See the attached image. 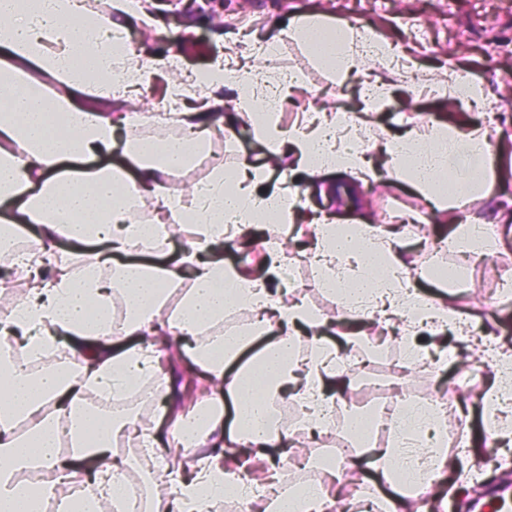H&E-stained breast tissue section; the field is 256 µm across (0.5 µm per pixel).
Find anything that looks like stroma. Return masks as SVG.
<instances>
[{
  "instance_id": "35a3bbf8",
  "label": "stroma",
  "mask_w": 512,
  "mask_h": 512,
  "mask_svg": "<svg viewBox=\"0 0 512 512\" xmlns=\"http://www.w3.org/2000/svg\"><path fill=\"white\" fill-rule=\"evenodd\" d=\"M323 13L337 22L373 27L397 44L401 63L392 71H381L369 62L357 63L345 75H332L312 59L296 40L282 32L304 13ZM152 38L131 42L140 60L156 62L177 55L184 69H203L215 61L227 66H256L253 44L279 39L277 66L297 77L285 101L279 121L282 126L307 123L312 112L323 109L359 111L363 89L375 77H383L390 92L387 105L372 113L359 126L362 146L384 139L388 133L408 126L427 130L429 124L445 123L453 128L491 123L503 137L512 136V53L499 51L498 42L512 38V0H377L369 9L363 0H171L169 9L150 28ZM462 71L482 84L489 111L457 105L448 109L447 97L439 89L449 73ZM224 128L214 133L212 146L224 156L225 169L250 163L263 170L258 185L266 191L293 178L302 191L300 212L326 213L337 224H392L402 215L414 214L420 226L408 229L403 258L408 265L424 267L434 262H452L448 250H434L446 222L433 215L428 198L396 179L386 183L362 181L349 173L325 169L314 175L293 172L289 157L278 167L268 165L265 146L254 134L247 114L234 108L237 90L221 88ZM493 181L488 195L472 203L471 210L487 222L499 212L512 210V152L493 160ZM265 239L283 244L288 256L289 278L275 279L280 290H294L312 308L331 317L335 300L316 285V274L301 246L311 236L309 223L293 227L265 225ZM512 271V223L500 227L495 252L473 264L467 280L447 291L453 305L464 312L471 327L493 336L500 346L512 348V299L501 296L503 271ZM419 342L433 365L416 369L409 381L422 392L444 396L451 407L469 408L466 457L449 471L428 499L432 512H474L471 491L476 478L498 474L499 482L512 486V446L489 433L480 401L492 377L472 354L471 339L446 332L421 333ZM447 354V369L435 367L440 354ZM164 373L174 380L171 399L177 411H188L211 396L213 388L198 381L188 388L191 377L187 361L170 362L167 351H158Z\"/></svg>"
}]
</instances>
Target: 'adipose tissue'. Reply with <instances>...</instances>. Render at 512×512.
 Here are the masks:
<instances>
[{
  "label": "adipose tissue",
  "mask_w": 512,
  "mask_h": 512,
  "mask_svg": "<svg viewBox=\"0 0 512 512\" xmlns=\"http://www.w3.org/2000/svg\"><path fill=\"white\" fill-rule=\"evenodd\" d=\"M148 0H110L99 12L85 0H0V255L24 286L19 299L0 310V335L13 337L25 355L50 356L65 348L67 367L49 364L28 374L19 363L0 361V512H42L55 501L57 512H102L117 504L130 465L117 458L118 440L140 444L156 460L165 450L157 425L140 414L106 419L89 410V394L121 395L146 374L158 376L160 395L169 398L166 376L155 359L158 345L178 342L202 378L215 391L196 414L175 412L170 432L186 450L185 466L165 472V496L146 512H209L217 494L248 496L264 504L270 489L250 480L247 459L275 463L291 455L287 426L275 422L271 398L297 401L306 408L309 436L322 433L337 403L352 386L339 364L338 343L315 339L300 351L297 338L326 319L304 301L284 300L272 287L287 261L278 248L265 256V275H252L226 263L224 247L244 242L255 223L293 218L300 205L296 188L282 186L261 194L260 170L242 164L233 172L213 168L189 190L171 177L192 170L211 136L223 128L218 101L190 104L180 114L184 135L145 136L121 142L120 127L131 113L110 115L113 101L128 98L152 75L126 40L129 22L152 24ZM120 21H113V14ZM289 38L333 72L345 73L369 56L391 67L392 51L374 30L335 24L320 14L297 18ZM195 85L218 89L236 85V109L254 114L266 109L257 138L270 153L290 147L298 169L336 168L357 178L374 176L364 149L345 134L347 115L336 111L300 126L282 127L268 111L270 85L284 90L292 77L271 82L268 72H238L214 64L194 77ZM503 146L488 126L466 129L433 126L423 133L410 127L383 145L388 172L432 198L448 213L447 244L488 253L491 241L480 218L461 222L456 209L483 193L488 168ZM149 194L156 222L183 235L178 262L160 266L145 260L141 242L150 225L136 218L140 194ZM27 237L26 251L14 245ZM396 227L360 224L351 228L319 217L313 222L310 260L317 284L331 294L339 316L365 312L368 324L398 325L407 346L417 335L463 333L465 321L447 298L419 291L402 258ZM123 319L114 322V306ZM236 311L250 313L247 326L227 333L220 325ZM494 383L483 406L492 432L512 438V350L495 352ZM232 416H225V408ZM440 407L413 411L407 428L428 437L425 456L414 455L405 438L343 459L329 472L371 471L386 487L380 512H412L415 498L398 480V462L423 475V491L440 482L451 461L440 434ZM29 431L14 432L18 420ZM72 449L61 455L60 437ZM37 465L55 470L52 482H16V471ZM90 484L91 496L71 494L73 484Z\"/></svg>",
  "instance_id": "1"
}]
</instances>
